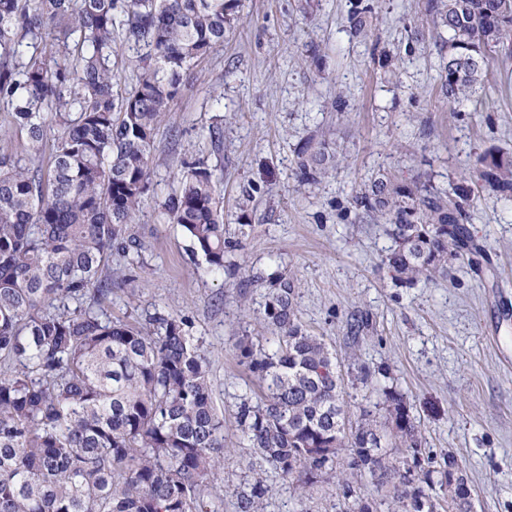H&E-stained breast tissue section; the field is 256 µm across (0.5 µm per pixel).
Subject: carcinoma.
I'll list each match as a JSON object with an SVG mask.
<instances>
[{
  "label": "carcinoma",
  "mask_w": 512,
  "mask_h": 512,
  "mask_svg": "<svg viewBox=\"0 0 512 512\" xmlns=\"http://www.w3.org/2000/svg\"><path fill=\"white\" fill-rule=\"evenodd\" d=\"M240 0H0V106L9 131L36 153L47 119L63 130L47 174L0 154V512H208L207 477L224 457V420L215 409L210 369L188 322L164 310L144 323L112 320L103 273L116 249H139L129 234L150 185L154 131L181 91L183 76L224 44ZM447 34L440 52L442 95L468 101L486 75L487 52L512 60V0H428ZM375 11L347 18L366 37ZM143 50L134 88L112 90L115 35ZM338 160L325 147L298 154L299 181L316 183ZM490 193L512 198V154L488 150L475 165ZM461 176L455 197L416 193L379 178L351 198L354 211L392 227L386 257L392 277L429 282L448 257L476 248L467 226L473 190ZM192 253L210 271L241 247L246 225H224L217 181L205 161L189 163L180 191L165 201ZM266 343L242 337L240 362L262 384L244 398L237 423L244 439L282 476H310L345 452L391 494V512H473L422 466V441L404 396L380 401L391 425L382 442L370 414L348 428L336 354L299 323L295 284L270 289ZM406 454L390 464L387 449ZM267 487L258 478L242 512H258Z\"/></svg>",
  "instance_id": "cac0c4a2"
}]
</instances>
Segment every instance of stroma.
I'll use <instances>...</instances> for the list:
<instances>
[{
    "instance_id": "35a3bbf8",
    "label": "stroma",
    "mask_w": 512,
    "mask_h": 512,
    "mask_svg": "<svg viewBox=\"0 0 512 512\" xmlns=\"http://www.w3.org/2000/svg\"><path fill=\"white\" fill-rule=\"evenodd\" d=\"M357 2L313 0L304 11L300 0H241L223 46L184 77L158 125L150 188L132 225L143 265L113 283L105 307L130 323L165 309L201 341L224 419V462L207 480L213 512H241L258 476L268 487L262 512H349L354 499L386 493L351 472L343 453L301 491L304 472L282 477L237 430L240 399L261 395L237 342L270 335L264 304L282 275L295 280L302 325L336 353L351 421L383 388L397 390L427 456L455 455L475 512H512V198L481 191L469 209L480 252L410 286L384 264L389 224L349 204L382 176L445 192L486 150L512 153V61L489 52L478 102L449 111L427 0H372L376 27L364 39L346 28ZM310 142L344 163L303 184L297 155ZM199 157L219 180L225 224L250 227L228 257L235 273L209 272L163 213Z\"/></svg>"
}]
</instances>
